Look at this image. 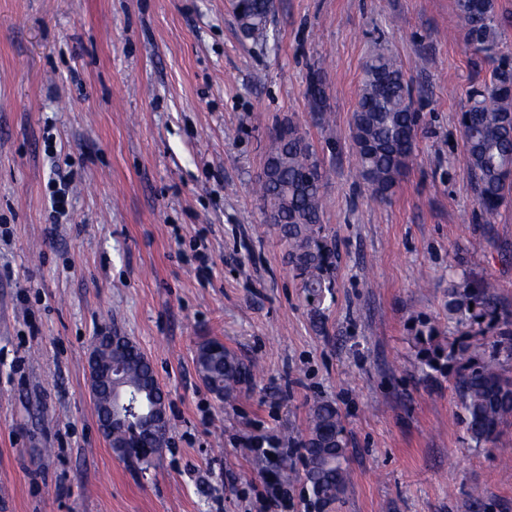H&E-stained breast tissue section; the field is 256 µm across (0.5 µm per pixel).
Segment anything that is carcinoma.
I'll return each mask as SVG.
<instances>
[{
  "label": "carcinoma",
  "mask_w": 512,
  "mask_h": 512,
  "mask_svg": "<svg viewBox=\"0 0 512 512\" xmlns=\"http://www.w3.org/2000/svg\"><path fill=\"white\" fill-rule=\"evenodd\" d=\"M457 30L466 44L488 57L499 45V21L495 0H454ZM246 38L264 44L269 38V14L258 4H246L237 14ZM462 130L470 170L476 180L479 203L488 217L512 190V66L494 68L490 84L474 89L462 112ZM419 116L413 109L404 73L388 56L377 53L363 69V80L352 116V138L358 177L372 195L387 198L398 184L413 155ZM271 166L267 181L259 182L261 197L277 213V229L288 243V258L312 301H322L330 287L327 275L334 252L320 236L323 186L327 172L321 167L306 137L293 125L282 129L267 154ZM496 285L490 281L448 291V314L458 323L495 322L500 312L495 302ZM213 341L201 343L195 363L199 374L209 377L208 388L221 398L233 395L247 376L245 368L227 348L210 352ZM112 360L122 364L121 379L130 386L153 379L151 363L127 336L108 343ZM479 343L451 346L425 365L435 370L446 359L448 369L465 362L456 373L460 407L472 441L480 445L502 434L512 423V374L499 358L476 361L472 351ZM150 444L153 439L127 427L113 433L112 451L121 453L127 439ZM302 449L304 481L319 512H327L345 491L347 440L342 416L328 401L313 407L308 431L298 443Z\"/></svg>",
  "instance_id": "cac0c4a2"
}]
</instances>
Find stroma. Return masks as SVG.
Wrapping results in <instances>:
<instances>
[{"instance_id": "35a3bbf8", "label": "stroma", "mask_w": 512, "mask_h": 512, "mask_svg": "<svg viewBox=\"0 0 512 512\" xmlns=\"http://www.w3.org/2000/svg\"><path fill=\"white\" fill-rule=\"evenodd\" d=\"M452 26L453 0H276L259 45L232 0H0V512H260L284 465L295 477L271 512H314L297 443L319 400L347 439L332 512H512V428L476 445L455 373L422 362L423 331L488 357L512 329V195L486 218L460 122L493 63ZM379 52L422 115L385 201L351 137ZM287 124L328 172L318 304L258 190ZM56 165L75 179L59 225ZM488 280L499 322L450 320L451 284ZM104 328L140 347L168 397L169 441L146 463L99 429L87 358ZM213 338L252 370L228 399L194 363Z\"/></svg>"}]
</instances>
